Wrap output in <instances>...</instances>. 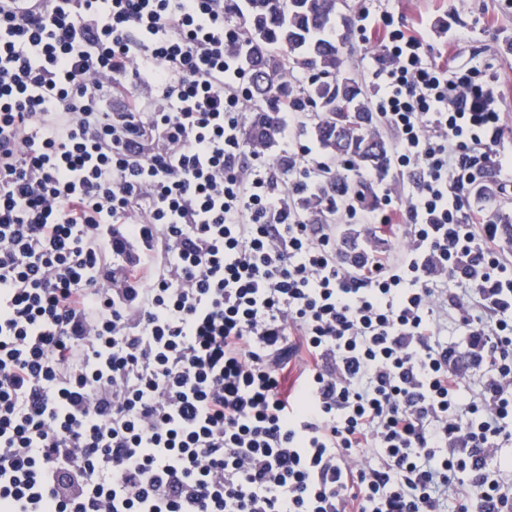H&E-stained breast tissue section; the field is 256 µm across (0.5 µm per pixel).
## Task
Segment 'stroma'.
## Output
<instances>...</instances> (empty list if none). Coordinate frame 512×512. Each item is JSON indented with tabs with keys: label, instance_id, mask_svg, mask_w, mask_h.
I'll return each mask as SVG.
<instances>
[{
	"label": "stroma",
	"instance_id": "35a3bbf8",
	"mask_svg": "<svg viewBox=\"0 0 512 512\" xmlns=\"http://www.w3.org/2000/svg\"><path fill=\"white\" fill-rule=\"evenodd\" d=\"M363 7L390 13L409 28L431 27L430 56L449 68L496 73L504 146L512 149V0H340L338 10L352 19ZM341 32L342 72L367 85L376 47L362 45L352 23Z\"/></svg>",
	"mask_w": 512,
	"mask_h": 512
}]
</instances>
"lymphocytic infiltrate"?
<instances>
[{"label": "lymphocytic infiltrate", "mask_w": 512, "mask_h": 512, "mask_svg": "<svg viewBox=\"0 0 512 512\" xmlns=\"http://www.w3.org/2000/svg\"><path fill=\"white\" fill-rule=\"evenodd\" d=\"M357 28L389 187L302 141L293 68L287 165L246 138L224 0H0V512H507L512 270L471 206L512 185L497 80ZM324 172L358 189L313 224Z\"/></svg>", "instance_id": "f902f5d3"}]
</instances>
